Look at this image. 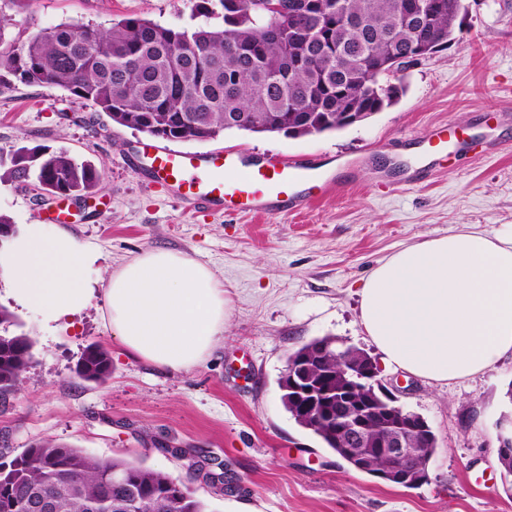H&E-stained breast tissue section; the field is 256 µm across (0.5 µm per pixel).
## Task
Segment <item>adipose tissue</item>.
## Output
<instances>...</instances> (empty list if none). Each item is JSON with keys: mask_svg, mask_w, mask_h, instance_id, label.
<instances>
[{"mask_svg": "<svg viewBox=\"0 0 512 512\" xmlns=\"http://www.w3.org/2000/svg\"><path fill=\"white\" fill-rule=\"evenodd\" d=\"M93 263L86 245L37 219L0 250L14 299L47 326L91 305ZM359 296V321L384 367L430 382L474 378L512 357V233L462 231L406 246L378 263ZM105 307L127 354L173 371L208 358L229 318L212 270L167 249L113 271Z\"/></svg>", "mask_w": 512, "mask_h": 512, "instance_id": "ef3b65f1", "label": "adipose tissue"}]
</instances>
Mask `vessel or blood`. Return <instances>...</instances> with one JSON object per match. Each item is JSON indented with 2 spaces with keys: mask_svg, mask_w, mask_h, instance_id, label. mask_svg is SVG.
<instances>
[{
  "mask_svg": "<svg viewBox=\"0 0 512 512\" xmlns=\"http://www.w3.org/2000/svg\"><path fill=\"white\" fill-rule=\"evenodd\" d=\"M431 160L410 172L409 181L429 176L448 157V128L434 127L427 135ZM150 155L148 177L177 193L197 209H225L256 215L276 216L304 211L319 192L338 185L340 175L353 173L355 163L342 166L340 173L325 174L307 157L290 160L263 158L244 163L238 175L226 174L232 155L215 151L205 155L184 153L154 144L146 145Z\"/></svg>",
  "mask_w": 512,
  "mask_h": 512,
  "instance_id": "1",
  "label": "vessel or blood"
}]
</instances>
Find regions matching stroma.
<instances>
[{
	"mask_svg": "<svg viewBox=\"0 0 512 512\" xmlns=\"http://www.w3.org/2000/svg\"><path fill=\"white\" fill-rule=\"evenodd\" d=\"M194 0H31L10 4L13 36L61 23L104 28L135 16L180 28ZM467 24L447 49L405 73L395 104L345 129L301 137L227 131L177 150L304 156L359 166L333 194L301 214L199 212L150 182L141 151L149 135L72 103L36 83L0 87V148L46 146L90 161L101 182L89 203L37 206L36 184L0 182V212L16 226L33 214L65 212L66 231L98 256L97 296L57 326L21 308L0 273V305L33 343L18 389L0 401V457L11 460L51 440L103 458H124L186 481L207 512H512V474L499 461L496 423L512 419V358L473 379L436 383L381 370L398 405L421 415L437 438L428 481L403 488L360 472L281 401L290 354L324 336L376 355L358 316V291L399 249L463 230L512 229V0H465ZM493 154L450 157L424 181L394 190L425 162L423 142L438 124ZM183 252L216 273L230 300L212 354L188 371L149 366L112 337L102 290L109 274L143 251ZM92 343L112 357L103 384L75 367ZM188 448L191 458L173 456Z\"/></svg>",
	"mask_w": 512,
	"mask_h": 512,
	"instance_id": "obj_1",
	"label": "stroma"
}]
</instances>
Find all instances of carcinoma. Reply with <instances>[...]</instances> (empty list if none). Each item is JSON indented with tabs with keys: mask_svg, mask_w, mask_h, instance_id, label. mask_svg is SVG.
Segmentation results:
<instances>
[{
	"mask_svg": "<svg viewBox=\"0 0 512 512\" xmlns=\"http://www.w3.org/2000/svg\"><path fill=\"white\" fill-rule=\"evenodd\" d=\"M241 0L230 17L224 0H196L194 11L205 24L171 28L144 18H125L108 29L59 24L19 42L8 36V19L0 13V85L12 81L60 88L73 102L113 115L120 125L138 130L148 122L156 136L177 141H205L227 130L252 126L318 129L340 123L345 111L371 112L392 105L387 85L364 84L363 62L386 58L394 46H406L423 33L450 41L464 0H420L418 16L406 18L403 0H318L322 23L303 15L273 17ZM366 16L373 25L327 26L329 16ZM30 178L58 195H91L101 175L94 165L66 152L42 153L20 146L0 153V181ZM31 341L20 334H0V398L6 399L32 359ZM334 338H317L288 357L307 364L316 380L332 374L329 387L341 390L355 381L349 364L336 354ZM89 382L111 374V357L99 345L86 348L77 369ZM282 403L301 427L330 449L336 435L296 413L289 393ZM391 419L380 406L368 415L358 455L377 470L389 460L377 441L389 432ZM125 477L126 487L112 490L109 512H206L189 485L169 474L123 459H98L79 448L45 440L8 463H0V512H25L29 491L54 499L53 512H92L105 495L102 474Z\"/></svg>",
	"mask_w": 512,
	"mask_h": 512,
	"instance_id": "1",
	"label": "carcinoma"
}]
</instances>
